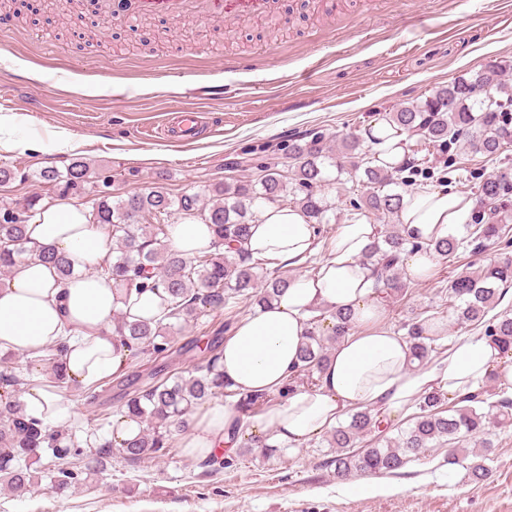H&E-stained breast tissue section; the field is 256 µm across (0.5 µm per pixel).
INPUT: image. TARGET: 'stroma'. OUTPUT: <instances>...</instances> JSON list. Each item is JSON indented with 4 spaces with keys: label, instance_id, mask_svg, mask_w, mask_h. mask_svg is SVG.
<instances>
[{
    "label": "stroma",
    "instance_id": "35a3bbf8",
    "mask_svg": "<svg viewBox=\"0 0 512 512\" xmlns=\"http://www.w3.org/2000/svg\"><path fill=\"white\" fill-rule=\"evenodd\" d=\"M47 2L34 0L26 18L0 31V116L15 117L14 139L31 145L26 152L0 146V161L29 175L10 184L6 197L14 201L55 197L37 172L76 158L111 178L116 196L154 186L174 195L200 193L223 178L229 162L262 150L282 157L289 139L312 131L364 129L392 105L423 98L458 75L493 61L512 65V14L496 0H278L290 17L279 35L268 36L266 17L243 16L228 23L237 33L234 44L212 37L213 21L199 18L132 29L91 13L81 27L63 32L48 24ZM360 13L365 19L351 33ZM240 57L254 60L253 73H232ZM175 106L201 110L204 121L201 135L179 147L144 132ZM458 162L451 168L447 151L434 150L429 181L471 197L476 183L512 166V148L494 160L469 153ZM365 191L356 179L326 186L336 220L323 225L319 246L332 243L351 201ZM493 257L464 249L455 264L437 261L428 276L408 280L404 299L385 305L387 324L396 329L447 304L451 277ZM225 319L205 312L188 322L177 338L181 354L143 358L139 383L165 367L193 369L197 341ZM70 396L83 433L111 439V427L99 418L121 404L116 382ZM490 432L491 474L479 484L462 468H449L444 448L396 474L342 480L330 464L333 449L317 435L270 458L234 448L220 469L179 449L135 464L116 458L62 496L45 484L0 490V512H512V421ZM369 480L377 491L361 492Z\"/></svg>",
    "mask_w": 512,
    "mask_h": 512
}]
</instances>
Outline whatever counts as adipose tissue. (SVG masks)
<instances>
[{
	"label": "adipose tissue",
	"instance_id": "1",
	"mask_svg": "<svg viewBox=\"0 0 512 512\" xmlns=\"http://www.w3.org/2000/svg\"><path fill=\"white\" fill-rule=\"evenodd\" d=\"M473 205L467 196L427 185L404 195L398 222L416 240L444 238L463 224ZM319 231L297 208L264 205L243 247L269 266L296 268L315 254ZM378 232V225L363 219L338 225L316 275L294 277L277 300L241 319L225 337L219 362L225 382L240 393L280 395L250 418L252 434L299 445L365 408L393 414L436 388L462 396L491 373L512 379V365H504L499 349L482 335L457 339L439 365L419 364L408 339L385 324L372 270L363 261ZM27 238L36 248L63 254L73 274L60 280L52 266L38 260L15 267L0 287V349L24 355L38 368L60 352L67 377L77 386L111 377L127 353L112 334L114 312L123 310L132 321L153 318L163 305L161 294L115 302L111 281L96 272L111 238L82 204L42 201L27 226ZM212 242L210 226L193 216L173 224L167 239L169 248L186 258L209 250ZM319 307L350 312L352 327L319 372L316 387L285 391ZM22 400L27 413L47 425L67 418L71 410L44 383L29 388ZM237 418V411L225 404L196 409L179 434L180 448L190 457L222 454Z\"/></svg>",
	"mask_w": 512,
	"mask_h": 512
}]
</instances>
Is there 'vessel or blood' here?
I'll return each mask as SVG.
<instances>
[{
    "instance_id": "b4317fda",
    "label": "vessel or blood",
    "mask_w": 512,
    "mask_h": 512,
    "mask_svg": "<svg viewBox=\"0 0 512 512\" xmlns=\"http://www.w3.org/2000/svg\"><path fill=\"white\" fill-rule=\"evenodd\" d=\"M136 12L179 18L234 19L242 15H263L270 9L269 0H132ZM196 126L192 113L184 112L163 125L165 135L180 141L191 137Z\"/></svg>"
}]
</instances>
